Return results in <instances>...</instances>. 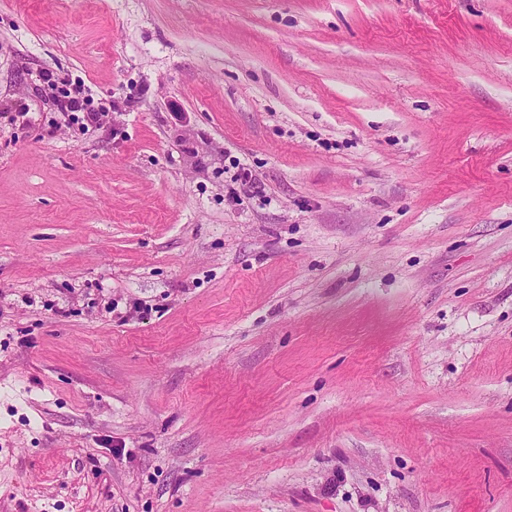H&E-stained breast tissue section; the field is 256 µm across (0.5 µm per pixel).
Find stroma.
Returning a JSON list of instances; mask_svg holds the SVG:
<instances>
[{"label": "stroma", "instance_id": "stroma-1", "mask_svg": "<svg viewBox=\"0 0 512 512\" xmlns=\"http://www.w3.org/2000/svg\"><path fill=\"white\" fill-rule=\"evenodd\" d=\"M0 512H512V0H0ZM51 98L59 112L67 115L69 112H86L84 119L87 121V125L97 123L98 111L88 107L87 100L82 96L80 89L65 91L61 95H53Z\"/></svg>", "mask_w": 512, "mask_h": 512}]
</instances>
